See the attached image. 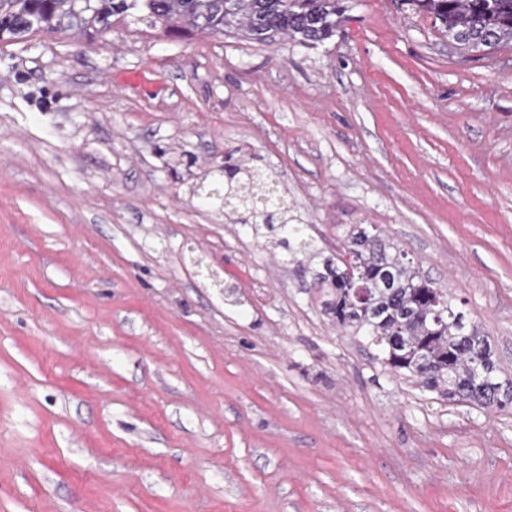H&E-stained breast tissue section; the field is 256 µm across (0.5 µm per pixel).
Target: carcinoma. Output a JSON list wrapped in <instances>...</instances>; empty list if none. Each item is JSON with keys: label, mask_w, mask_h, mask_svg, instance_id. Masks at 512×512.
Returning <instances> with one entry per match:
<instances>
[{"label": "carcinoma", "mask_w": 512, "mask_h": 512, "mask_svg": "<svg viewBox=\"0 0 512 512\" xmlns=\"http://www.w3.org/2000/svg\"><path fill=\"white\" fill-rule=\"evenodd\" d=\"M432 19L462 53L491 54L512 47V0H404ZM343 0H0V41L36 34L92 39L118 18L143 22L168 35L191 31L234 33L264 42L283 35L318 46L336 35ZM260 175L226 163L210 184L211 198L239 200L237 222L265 235V213L250 208ZM277 244L288 249L300 228L280 204ZM318 284L329 287L322 305L336 325L363 337L390 371L450 400L486 411L512 404V379H500L489 337L426 278L408 254L364 229L324 262Z\"/></svg>", "instance_id": "1"}]
</instances>
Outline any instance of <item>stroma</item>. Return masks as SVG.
I'll return each mask as SVG.
<instances>
[{"instance_id": "35a3bbf8", "label": "stroma", "mask_w": 512, "mask_h": 512, "mask_svg": "<svg viewBox=\"0 0 512 512\" xmlns=\"http://www.w3.org/2000/svg\"><path fill=\"white\" fill-rule=\"evenodd\" d=\"M345 5L316 47L0 41V512H512V406L394 375L315 286L380 226L512 378V47ZM237 148L305 252L200 200Z\"/></svg>"}]
</instances>
